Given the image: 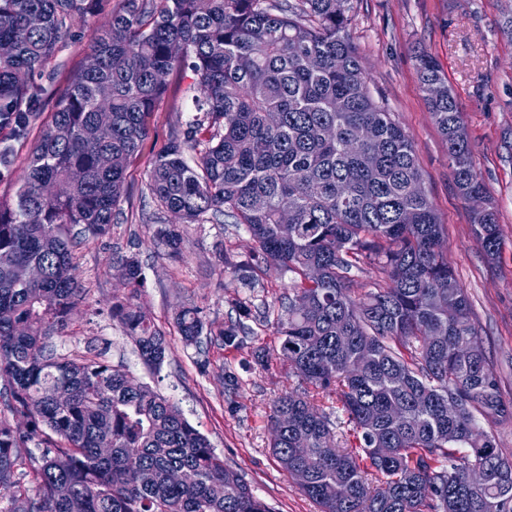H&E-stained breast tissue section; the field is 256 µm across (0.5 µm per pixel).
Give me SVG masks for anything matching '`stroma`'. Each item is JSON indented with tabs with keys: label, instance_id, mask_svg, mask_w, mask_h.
<instances>
[{
	"label": "stroma",
	"instance_id": "1",
	"mask_svg": "<svg viewBox=\"0 0 512 512\" xmlns=\"http://www.w3.org/2000/svg\"><path fill=\"white\" fill-rule=\"evenodd\" d=\"M123 0H100L89 23L75 20L71 35L32 76L38 89L36 129L52 120L70 77L85 64L98 29ZM347 32L361 59L371 95L382 101L413 142L426 192L446 228L444 254L472 301V321L502 398L512 402V38L500 30L512 0H349ZM431 56L448 79L469 138L474 168L493 203L502 247L488 264L471 226L470 202L460 196L448 150L427 109L416 58ZM193 76L174 73L165 101L146 117L148 133L125 171V191L109 234L81 237L73 249L88 293L71 315L62 346L124 366L137 380L171 400L210 441L225 466L240 474L272 512H317L270 448L273 399L297 381L289 377L275 332L280 299L296 276L275 266L250 268L254 244L243 225L217 220L183 224L180 254L156 236L174 219L149 197L146 184L156 155L177 119L193 115ZM136 256L145 275L139 302L169 343L159 371L148 370L112 305L128 295L113 265ZM252 304L249 334L237 345H185L175 315L201 308L208 328L239 317ZM239 380L226 386L227 374Z\"/></svg>",
	"mask_w": 512,
	"mask_h": 512
}]
</instances>
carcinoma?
Returning a JSON list of instances; mask_svg holds the SVG:
<instances>
[{
	"mask_svg": "<svg viewBox=\"0 0 512 512\" xmlns=\"http://www.w3.org/2000/svg\"><path fill=\"white\" fill-rule=\"evenodd\" d=\"M347 0H124L98 31L94 69L71 80L53 120L34 142L13 195L0 198V512H272L224 466L178 407L129 372L65 352L73 309L87 294L73 261L70 228L109 233L124 173L147 134L145 118L188 68L199 114L175 126L147 190L187 224L224 215L244 225L253 260L299 276L278 318L280 350L298 388L273 400L271 448L281 467L309 473L301 490L319 512H512V458L473 409L511 417L472 324L469 296L443 254L444 225L421 181L416 150L368 90L347 33ZM42 24L32 27L30 14ZM86 0H0V131L28 138L37 91L15 74L53 56ZM428 110L448 145L460 195L487 197L474 170L455 97L439 65L417 58ZM360 126L373 139L353 142ZM199 153L189 163L187 153ZM62 194L45 198L43 186ZM289 209L293 219L281 223ZM486 258L501 238L491 202L471 213ZM171 252L183 237L157 230ZM137 292L138 259L120 256ZM44 277L15 281L19 265ZM371 265L384 285L355 295L352 268ZM321 270L309 281L310 268ZM148 368L163 365L166 337L132 300L112 305ZM187 345L201 343V310L182 308ZM248 333L242 320L210 336L220 346ZM59 386L70 400L53 398ZM334 393L355 447L310 390ZM478 464L486 480L465 483ZM188 469L191 484L171 482Z\"/></svg>",
	"mask_w": 512,
	"mask_h": 512,
	"instance_id": "cac0c4a2",
	"label": "carcinoma"
}]
</instances>
